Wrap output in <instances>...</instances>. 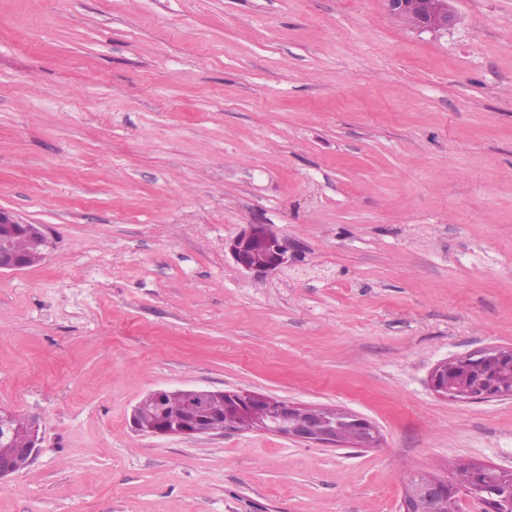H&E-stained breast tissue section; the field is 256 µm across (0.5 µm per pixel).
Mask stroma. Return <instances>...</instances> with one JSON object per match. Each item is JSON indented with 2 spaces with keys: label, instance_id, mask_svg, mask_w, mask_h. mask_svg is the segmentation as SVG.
I'll list each match as a JSON object with an SVG mask.
<instances>
[{
  "label": "stroma",
  "instance_id": "1",
  "mask_svg": "<svg viewBox=\"0 0 512 512\" xmlns=\"http://www.w3.org/2000/svg\"><path fill=\"white\" fill-rule=\"evenodd\" d=\"M420 33L383 0H0V407L39 415L0 512H399L512 469V399L435 392L512 347V0ZM295 244L257 281L247 225ZM367 418L377 447L135 432L157 388ZM14 240H23L27 248L24 251L14 250L10 246ZM24 242L18 241L15 246L23 249L26 246ZM50 247L44 225L30 224L13 212L0 208V273L4 270L21 271L42 261ZM234 263L256 280L295 264L297 254L268 224H250L225 244ZM460 490L448 480L433 479L428 483L408 482L400 512H452Z\"/></svg>",
  "mask_w": 512,
  "mask_h": 512
}]
</instances>
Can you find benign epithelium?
Segmentation results:
<instances>
[{
    "label": "benign epithelium",
    "instance_id": "obj_1",
    "mask_svg": "<svg viewBox=\"0 0 512 512\" xmlns=\"http://www.w3.org/2000/svg\"><path fill=\"white\" fill-rule=\"evenodd\" d=\"M387 13L402 17L424 7L421 0H384ZM457 22L452 0H436L434 7L423 13L418 32L440 34L448 31ZM22 240L27 248L16 251L10 242ZM51 242L42 224H30L13 212L0 208V272L21 271L46 257ZM234 263L257 280L283 271L296 262L294 248L267 224H250L239 235L225 244ZM438 364L431 372L430 383L434 391L462 401L512 397V386L507 388L497 377L503 365H512V347L490 348L452 362ZM188 391L196 398L187 415L178 420L166 418L163 404L171 390L161 388L151 391L145 400H151L158 408V418L150 426L139 419V408L130 416L131 426L138 432L151 436L190 437L216 431L228 426L224 417L213 413L209 404L216 398H224L238 414V431H262L287 437L300 443H317L336 446L344 441V429L353 433L354 444L362 448H374L379 443V431L372 422L336 409L303 408L284 399L239 391H218L190 387ZM18 415L0 410V482L18 472L23 465H30L39 452L43 439L40 418L27 416L29 444L25 448L13 447L15 420ZM459 490L448 485V481L433 479L427 483H407L400 512H454V503Z\"/></svg>",
    "mask_w": 512,
    "mask_h": 512
}]
</instances>
